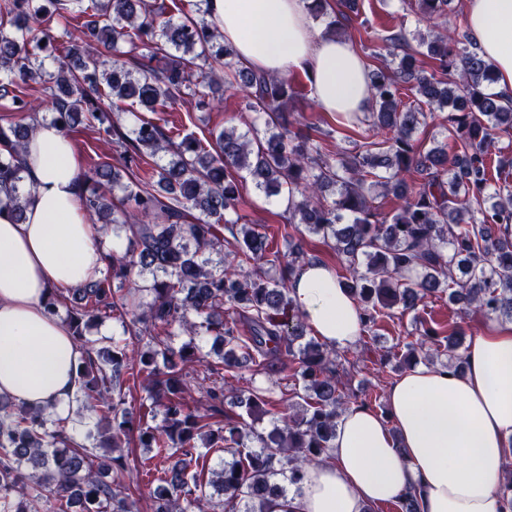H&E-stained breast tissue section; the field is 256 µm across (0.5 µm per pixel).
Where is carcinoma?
Wrapping results in <instances>:
<instances>
[{"mask_svg":"<svg viewBox=\"0 0 512 512\" xmlns=\"http://www.w3.org/2000/svg\"><path fill=\"white\" fill-rule=\"evenodd\" d=\"M206 0L194 14L180 0H0V105L35 114L38 94L50 90L52 123L67 133L86 121L120 148L117 167L98 162L83 174L86 211L102 224L124 229L126 245L107 256L97 279L50 293L51 315L62 323L83 358L75 399L96 417L90 445L77 443L66 420L40 408L0 399V512H135L145 484L153 486L152 512H203L207 454L224 452L210 481L227 512H265L272 498L299 487L307 466L326 456L346 401L339 391L337 354L315 338L289 296L288 282L305 260L291 230L332 241L343 261L341 281L363 303L362 331L378 326L385 310L415 308L427 296L448 300L487 318L512 322V190L491 191L493 171L512 167V154L492 155L495 139L512 133V104L491 92L493 68L467 36L447 26L452 0H415L427 33H417L420 52L405 30L380 37L395 62L370 74L372 105L363 141L334 154L321 138L291 130L288 106L301 96L286 79L242 67L234 51L206 19ZM325 32L342 36L358 13L357 0H311ZM80 23L83 37L58 45L51 23ZM174 49L159 55V41ZM142 53L133 66L124 45ZM46 52L57 71L44 68ZM201 69L190 85L188 69ZM240 96L256 118L209 131L214 150L194 134L175 142L161 125L137 112L126 134L98 102L112 97L163 112L188 93L210 105L216 94ZM412 95L413 100L404 101ZM449 110L453 144L426 147L413 134L427 112ZM35 123L0 127V199L20 221L26 193L22 156ZM172 152L163 165L149 159ZM251 183L265 199L291 196L289 238L273 250L260 224H242ZM396 200L391 218L379 217L376 192ZM224 253L211 266L206 252ZM152 280L136 289L144 273ZM122 324L123 339L87 347V332L103 319ZM214 337L221 360L207 363L202 381L209 412L186 400V366L203 361L196 343ZM186 337L175 348L171 337ZM420 347L407 346L404 364L446 357L462 369L463 332L457 325L420 324ZM309 401L284 427L267 432L224 415V388H234L237 369L282 371V356ZM127 374L141 381L144 400L162 415L152 426L127 408ZM232 402L248 415L273 406L260 390L240 391ZM137 441L146 455L130 466L116 450Z\"/></svg>","mask_w":512,"mask_h":512,"instance_id":"cac0c4a2","label":"carcinoma"}]
</instances>
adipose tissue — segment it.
<instances>
[{"mask_svg": "<svg viewBox=\"0 0 512 512\" xmlns=\"http://www.w3.org/2000/svg\"><path fill=\"white\" fill-rule=\"evenodd\" d=\"M207 18L241 65L308 76L323 111L369 112L367 66L350 42L316 32L306 0H206ZM467 34L512 96V0H465ZM33 190L22 222L0 213V397L68 414L80 351L42 299L96 279L105 253L79 202L83 179L70 138L40 123L23 154ZM290 297L331 349L361 337L362 311L321 262L297 268ZM463 371L417 364L387 391L380 413L350 405L324 461L266 512H371L414 492L419 512H512V323L489 322L470 339Z\"/></svg>", "mask_w": 512, "mask_h": 512, "instance_id": "adipose-tissue-1", "label": "adipose tissue"}]
</instances>
